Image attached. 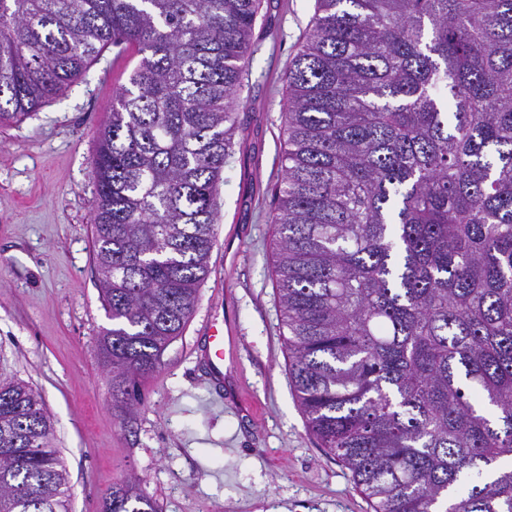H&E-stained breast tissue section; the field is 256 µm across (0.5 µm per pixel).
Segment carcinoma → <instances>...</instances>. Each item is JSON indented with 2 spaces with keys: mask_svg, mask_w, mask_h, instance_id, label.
Returning <instances> with one entry per match:
<instances>
[{
  "mask_svg": "<svg viewBox=\"0 0 512 512\" xmlns=\"http://www.w3.org/2000/svg\"><path fill=\"white\" fill-rule=\"evenodd\" d=\"M261 0H0V128L141 55L92 160L112 398L182 335ZM281 107L274 275L309 432L372 512H512V0H316ZM41 394L0 368V512H71ZM103 512H160L134 481Z\"/></svg>",
  "mask_w": 512,
  "mask_h": 512,
  "instance_id": "cac0c4a2",
  "label": "carcinoma"
}]
</instances>
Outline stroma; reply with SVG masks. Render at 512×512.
Returning a JSON list of instances; mask_svg holds the SVG:
<instances>
[{
  "mask_svg": "<svg viewBox=\"0 0 512 512\" xmlns=\"http://www.w3.org/2000/svg\"><path fill=\"white\" fill-rule=\"evenodd\" d=\"M316 0H262L237 91L241 130L215 195L217 243L182 336L117 409L98 353L111 327L93 261L91 161L112 98L138 54L107 46L65 95L0 129V362L56 421L73 512H102L125 480L162 512H370L347 470L308 432L272 273V190L281 180L285 76ZM237 252L226 265L224 250ZM229 324L224 383L199 356L205 326Z\"/></svg>",
  "mask_w": 512,
  "mask_h": 512,
  "instance_id": "35a3bbf8",
  "label": "stroma"
}]
</instances>
